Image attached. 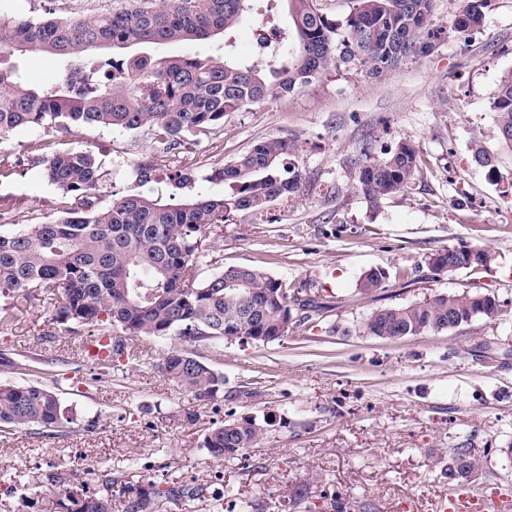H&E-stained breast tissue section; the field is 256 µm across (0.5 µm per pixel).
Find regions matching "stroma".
Instances as JSON below:
<instances>
[{
  "instance_id": "1",
  "label": "stroma",
  "mask_w": 512,
  "mask_h": 512,
  "mask_svg": "<svg viewBox=\"0 0 512 512\" xmlns=\"http://www.w3.org/2000/svg\"><path fill=\"white\" fill-rule=\"evenodd\" d=\"M113 0H0V15L86 18ZM464 0H435L436 47L372 77L330 68L312 85L224 115L223 125L188 137L170 170L191 173L195 193L230 195L215 168L256 142L291 138L287 164L299 172V196L275 203L265 222L237 214L217 235L199 274L255 266L290 287L330 300L292 321L269 343L211 341L195 349L224 375V395L202 404L163 376L157 363L176 336L142 337L115 358L111 374L80 353L90 328L61 333L56 296H15L10 326L0 327V380L55 388L69 424L0 434V512H56L46 477L59 458L89 489L112 482V512L146 480L161 489L188 484L194 499L164 500L158 512H452L445 468L453 448L481 461L477 501L512 500V151L496 134L492 102L512 71V0H490L481 26L459 32ZM287 26L280 0H263L236 28L235 52L264 65L254 32ZM415 148L420 164L410 188L370 207L352 187L361 140ZM147 131L87 127L75 133L24 126L0 138V232L62 216L72 199L33 163L37 154L92 150L103 162L101 205L130 193L166 195L167 183L139 184L137 162L150 157ZM498 157L491 181L472 160L474 144ZM466 246L490 252L489 266L435 271L433 254ZM416 269L413 282L390 279L357 295L362 273ZM480 292L504 313L476 317L438 335L381 340L345 336L381 306L437 293ZM255 417L267 423L245 457L219 461L202 440L214 423Z\"/></svg>"
}]
</instances>
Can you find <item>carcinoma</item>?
<instances>
[{"instance_id":"carcinoma-1","label":"carcinoma","mask_w":512,"mask_h":512,"mask_svg":"<svg viewBox=\"0 0 512 512\" xmlns=\"http://www.w3.org/2000/svg\"><path fill=\"white\" fill-rule=\"evenodd\" d=\"M109 14L83 19L34 20L0 15V49L59 57L64 76L53 83L27 87L17 68L0 65V137L23 126L45 130L100 127L151 130L157 147L136 165V179L152 182L161 162L189 135L224 124V113L239 112L278 95L311 85L330 67H364L379 76L415 54L431 50L440 30L431 27L435 0H352L341 24L328 18L317 0H286L291 24L272 34L266 45V68L235 61L230 33L251 10L252 0H125ZM455 19L460 31L482 24L489 0H465ZM223 38L220 58L157 57L132 52L134 46L178 45ZM110 49V55L94 51ZM492 109L499 139L512 148V74L498 89ZM295 144L286 136L266 138L213 177L230 185L228 197H179L191 176L171 179L168 200L130 193L108 206L97 202L101 166L82 148L40 159L44 176L74 206L65 215L28 224L15 233H0V295H61L54 320L69 334L95 326L107 355L100 369L112 370V355H121L135 337L172 334L192 344L212 340L259 342L288 335V303L298 300L282 281L253 266H230L199 278L209 235L223 228L236 212L263 219L280 200L299 195L301 177L283 172V161ZM473 161L498 176L495 154L482 146ZM416 150L400 141L375 155L372 143L359 148L354 162L355 189L375 207L386 196L410 187L418 170ZM486 250L444 249L430 258L440 272L457 266H484ZM390 279L385 268L364 272L356 290L369 296ZM502 305L489 294L441 293L402 306L375 309L362 323L343 327L345 336L403 339L440 334L476 316L497 319ZM119 334L112 335V330ZM160 369L197 402L224 392V375L189 349L165 354ZM69 419L57 393L40 383L0 381V428L65 427ZM260 424L247 418L226 420L204 436L215 459L241 456L263 438ZM480 460L470 448L448 455V477L470 486ZM152 497L128 501V512H146L170 494L152 485ZM62 512H111L112 481L94 492L69 485L56 501Z\"/></svg>"}]
</instances>
